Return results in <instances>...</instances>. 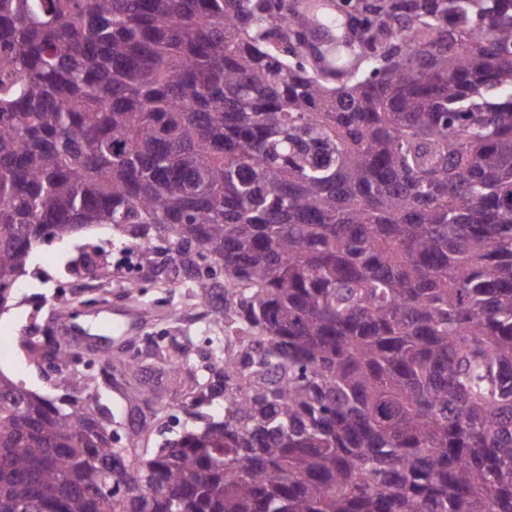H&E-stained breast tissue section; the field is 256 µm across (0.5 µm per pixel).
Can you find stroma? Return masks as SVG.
Instances as JSON below:
<instances>
[{"label": "stroma", "mask_w": 512, "mask_h": 512, "mask_svg": "<svg viewBox=\"0 0 512 512\" xmlns=\"http://www.w3.org/2000/svg\"><path fill=\"white\" fill-rule=\"evenodd\" d=\"M123 242L113 237L111 230L94 228L64 241L54 240L39 245L27 267V273L18 281L9 310L0 313V372L23 380L32 391L42 394L57 393V374L53 369H40L19 349L20 337L56 336L60 333L58 320L53 316L59 299L60 287L72 284L84 287L81 278L70 275L69 268L89 249L105 253L115 259L123 249ZM110 305L114 308H137L144 317L136 338L163 336L170 330V312L184 305L182 290L169 288H127L110 286Z\"/></svg>", "instance_id": "stroma-1"}]
</instances>
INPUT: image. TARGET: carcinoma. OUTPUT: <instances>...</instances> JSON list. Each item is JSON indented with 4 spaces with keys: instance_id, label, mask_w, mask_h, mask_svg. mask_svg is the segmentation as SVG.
Here are the masks:
<instances>
[{
    "instance_id": "carcinoma-1",
    "label": "carcinoma",
    "mask_w": 512,
    "mask_h": 512,
    "mask_svg": "<svg viewBox=\"0 0 512 512\" xmlns=\"http://www.w3.org/2000/svg\"><path fill=\"white\" fill-rule=\"evenodd\" d=\"M336 11L0 0V309L106 226L206 333L0 373V512H512V0Z\"/></svg>"
}]
</instances>
